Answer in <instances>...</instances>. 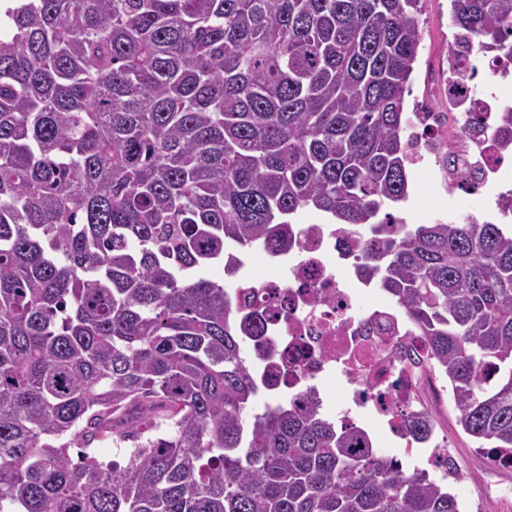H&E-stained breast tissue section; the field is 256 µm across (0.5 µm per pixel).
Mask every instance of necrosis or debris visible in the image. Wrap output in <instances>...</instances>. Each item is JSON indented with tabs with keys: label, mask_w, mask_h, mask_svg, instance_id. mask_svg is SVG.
Returning <instances> with one entry per match:
<instances>
[{
	"label": "necrosis or debris",
	"mask_w": 512,
	"mask_h": 512,
	"mask_svg": "<svg viewBox=\"0 0 512 512\" xmlns=\"http://www.w3.org/2000/svg\"><path fill=\"white\" fill-rule=\"evenodd\" d=\"M485 67L493 76L488 86L480 88L467 79L449 82L448 104L455 121L444 122L430 106L418 108L415 126L423 136L414 140L411 159L420 164L441 146L458 156L478 185L512 189V158L492 157L487 141L474 138L458 120L459 114L476 111L489 125L496 112L512 104V74L502 75L500 64L491 60ZM442 129L448 135L438 145L426 141L427 133ZM296 230L300 249L289 259H267L269 277L255 276L254 252L240 255L238 286L231 291L234 310L270 314L258 344L271 360L288 365L290 388L313 384L323 408H337L345 422L355 421V409L368 410L380 425L364 429L365 441H374L377 429H384L419 460L421 471L447 479L456 463L446 441L434 436L413 440L404 428L407 415L426 408L421 389L436 400L444 392L435 376L416 362L422 351L413 327L397 306L359 282L353 264L336 250L331 225L312 222ZM330 380L347 391L350 403L335 407L325 389Z\"/></svg>",
	"instance_id": "1"
}]
</instances>
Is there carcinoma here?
I'll return each mask as SVG.
<instances>
[{"label":"carcinoma","instance_id":"obj_1","mask_svg":"<svg viewBox=\"0 0 512 512\" xmlns=\"http://www.w3.org/2000/svg\"><path fill=\"white\" fill-rule=\"evenodd\" d=\"M423 0L0 2V512H461L260 384L224 285L313 213L427 347L457 424L512 455V226L408 224ZM448 72L512 64V0H449ZM474 132L512 152V106ZM428 412L406 418L420 438ZM134 446L106 465L70 449Z\"/></svg>","mask_w":512,"mask_h":512}]
</instances>
